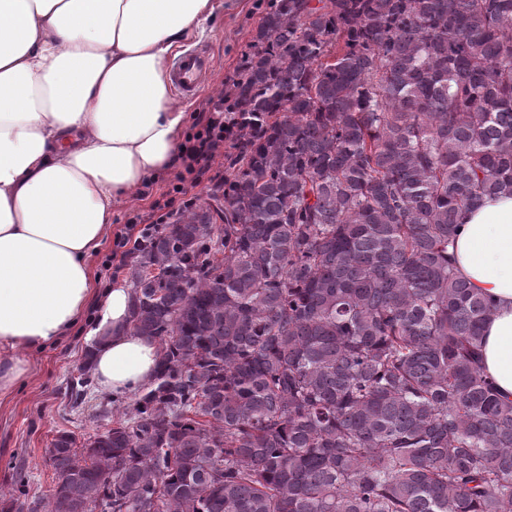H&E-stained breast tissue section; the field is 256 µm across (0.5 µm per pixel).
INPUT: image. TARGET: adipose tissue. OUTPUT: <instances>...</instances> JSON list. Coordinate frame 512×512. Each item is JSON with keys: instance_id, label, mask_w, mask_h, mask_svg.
Instances as JSON below:
<instances>
[{"instance_id": "adipose-tissue-1", "label": "adipose tissue", "mask_w": 512, "mask_h": 512, "mask_svg": "<svg viewBox=\"0 0 512 512\" xmlns=\"http://www.w3.org/2000/svg\"><path fill=\"white\" fill-rule=\"evenodd\" d=\"M215 10L216 0H0V399L95 296L86 340L99 389L153 381L157 344L124 328L130 289L96 293L90 259L113 209L178 164L186 114L168 62ZM459 223L458 273L495 305L483 371L512 400V195L484 197Z\"/></svg>"}]
</instances>
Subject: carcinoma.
<instances>
[{"label": "carcinoma", "mask_w": 512, "mask_h": 512, "mask_svg": "<svg viewBox=\"0 0 512 512\" xmlns=\"http://www.w3.org/2000/svg\"><path fill=\"white\" fill-rule=\"evenodd\" d=\"M319 2L268 0L215 204L127 255L153 381L54 437L50 498L9 462L0 512H512L492 304L454 253L512 193V0Z\"/></svg>", "instance_id": "obj_1"}]
</instances>
